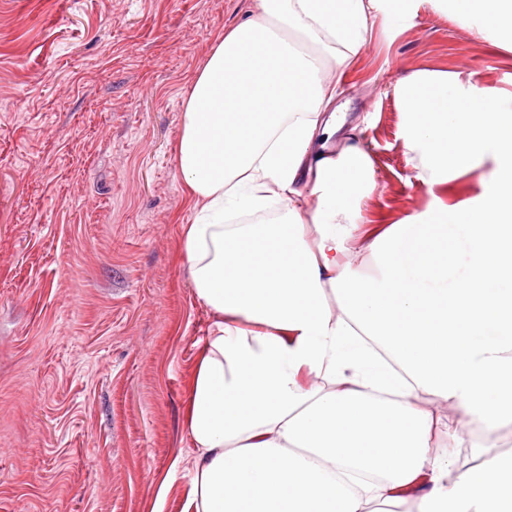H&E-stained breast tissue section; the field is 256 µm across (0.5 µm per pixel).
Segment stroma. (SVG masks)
<instances>
[{
    "label": "stroma",
    "mask_w": 512,
    "mask_h": 512,
    "mask_svg": "<svg viewBox=\"0 0 512 512\" xmlns=\"http://www.w3.org/2000/svg\"><path fill=\"white\" fill-rule=\"evenodd\" d=\"M254 0H0V512H186L188 375L212 317L189 282L183 101ZM512 97V49L424 0L375 24L333 103L377 188L362 227L478 201L497 163L428 187L397 87L421 72ZM457 472L512 452L448 436Z\"/></svg>",
    "instance_id": "1"
}]
</instances>
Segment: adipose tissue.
Returning a JSON list of instances; mask_svg holds the SVG:
<instances>
[{
    "instance_id": "ef3b65f1",
    "label": "adipose tissue",
    "mask_w": 512,
    "mask_h": 512,
    "mask_svg": "<svg viewBox=\"0 0 512 512\" xmlns=\"http://www.w3.org/2000/svg\"><path fill=\"white\" fill-rule=\"evenodd\" d=\"M417 0H257L225 31L184 100L179 169L193 291L214 320L186 406L191 512H371L414 489L416 512H512V453L455 472L431 453L435 411L485 440L512 423V112L476 82L417 74L401 91L408 147L430 185L497 162L472 207L360 232L376 188L360 146L317 161L337 86L375 19ZM512 47V0H445ZM278 202L271 224L231 215Z\"/></svg>"
}]
</instances>
